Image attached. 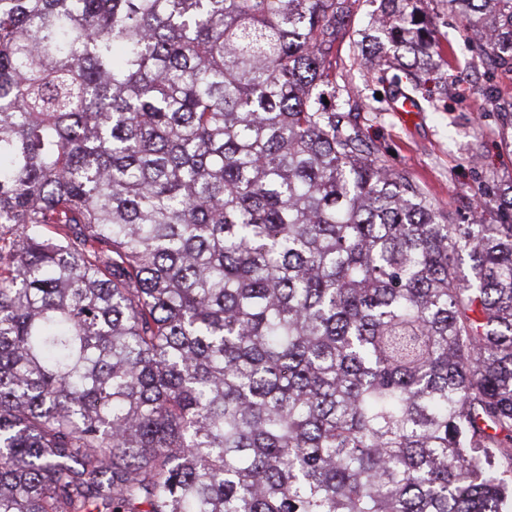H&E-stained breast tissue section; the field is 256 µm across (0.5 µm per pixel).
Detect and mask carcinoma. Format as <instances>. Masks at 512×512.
<instances>
[{
  "instance_id": "1",
  "label": "carcinoma",
  "mask_w": 512,
  "mask_h": 512,
  "mask_svg": "<svg viewBox=\"0 0 512 512\" xmlns=\"http://www.w3.org/2000/svg\"><path fill=\"white\" fill-rule=\"evenodd\" d=\"M421 2L375 107L352 0H0V512H506L512 197L352 121L441 70ZM448 2L512 71V0ZM379 0H358L353 4V13L346 28V35L336 41L333 56L336 57V84L346 87L358 100L379 105L374 102L376 92H381L384 97L383 85L377 81V75H373L360 66L354 56L352 39H356L354 32L367 26L373 14L376 13Z\"/></svg>"
}]
</instances>
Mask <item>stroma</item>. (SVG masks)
Masks as SVG:
<instances>
[{
    "label": "stroma",
    "instance_id": "1",
    "mask_svg": "<svg viewBox=\"0 0 512 512\" xmlns=\"http://www.w3.org/2000/svg\"><path fill=\"white\" fill-rule=\"evenodd\" d=\"M378 6L379 0H355L347 34L333 50L337 84L370 103L383 86L360 66L351 35L367 26ZM428 8L448 35L447 96L433 108L422 92L417 97L419 111L362 112L356 121L390 169L407 173L438 207L465 217L483 211L489 193L512 184V150L505 147L502 128L484 94L490 80L501 100L512 102V72L488 68L445 0H429Z\"/></svg>",
    "mask_w": 512,
    "mask_h": 512
}]
</instances>
